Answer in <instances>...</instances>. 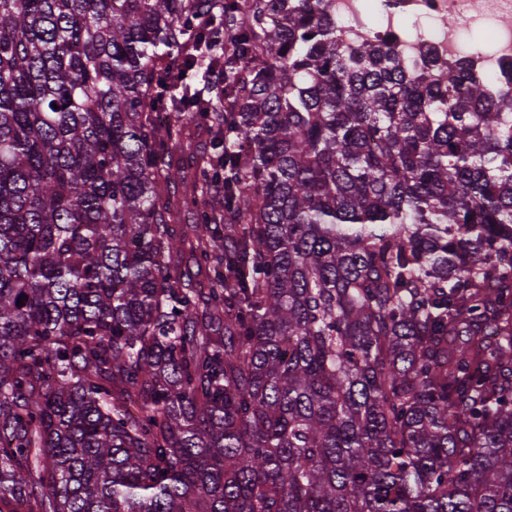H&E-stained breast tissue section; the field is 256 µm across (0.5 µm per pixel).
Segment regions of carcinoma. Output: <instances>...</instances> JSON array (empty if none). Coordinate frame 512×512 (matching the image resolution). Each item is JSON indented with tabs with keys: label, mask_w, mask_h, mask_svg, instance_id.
<instances>
[{
	"label": "carcinoma",
	"mask_w": 512,
	"mask_h": 512,
	"mask_svg": "<svg viewBox=\"0 0 512 512\" xmlns=\"http://www.w3.org/2000/svg\"><path fill=\"white\" fill-rule=\"evenodd\" d=\"M507 107L335 0H0V512H512Z\"/></svg>",
	"instance_id": "obj_1"
}]
</instances>
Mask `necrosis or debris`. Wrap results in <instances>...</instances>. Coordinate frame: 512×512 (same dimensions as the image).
<instances>
[{"mask_svg":"<svg viewBox=\"0 0 512 512\" xmlns=\"http://www.w3.org/2000/svg\"><path fill=\"white\" fill-rule=\"evenodd\" d=\"M370 1L373 26L365 20ZM336 22L350 43L391 41L405 67L464 62L512 97V0H336ZM475 28L487 29L490 40L466 46L463 34Z\"/></svg>","mask_w":512,"mask_h":512,"instance_id":"obj_1","label":"necrosis or debris"}]
</instances>
